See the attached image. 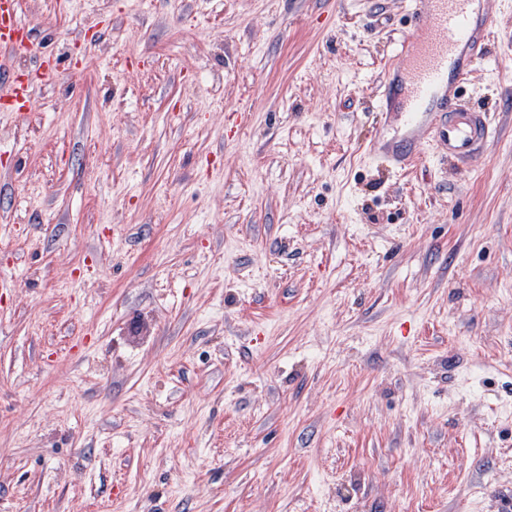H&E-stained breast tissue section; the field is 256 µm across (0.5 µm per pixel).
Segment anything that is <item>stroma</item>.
<instances>
[{"label":"stroma","mask_w":512,"mask_h":512,"mask_svg":"<svg viewBox=\"0 0 512 512\" xmlns=\"http://www.w3.org/2000/svg\"><path fill=\"white\" fill-rule=\"evenodd\" d=\"M466 168L395 170L410 0H19L0 512H512V0ZM6 93L14 102L15 115L19 117L25 115L30 107L31 101V88H29L28 84L18 82V80L12 76L6 88Z\"/></svg>","instance_id":"35a3bbf8"}]
</instances>
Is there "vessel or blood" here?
Wrapping results in <instances>:
<instances>
[{
    "label": "vessel or blood",
    "instance_id": "b4317fda",
    "mask_svg": "<svg viewBox=\"0 0 512 512\" xmlns=\"http://www.w3.org/2000/svg\"><path fill=\"white\" fill-rule=\"evenodd\" d=\"M475 0H411L414 25L400 42L389 71L405 76L398 100L403 143L386 144L382 156L406 168L426 136L443 137L449 161L465 166L497 133L490 113L465 107L462 85L491 32L492 19L480 15ZM0 45L30 53L35 44L18 13V0H0ZM6 93L22 116L31 101L28 84L10 79Z\"/></svg>",
    "mask_w": 512,
    "mask_h": 512
}]
</instances>
